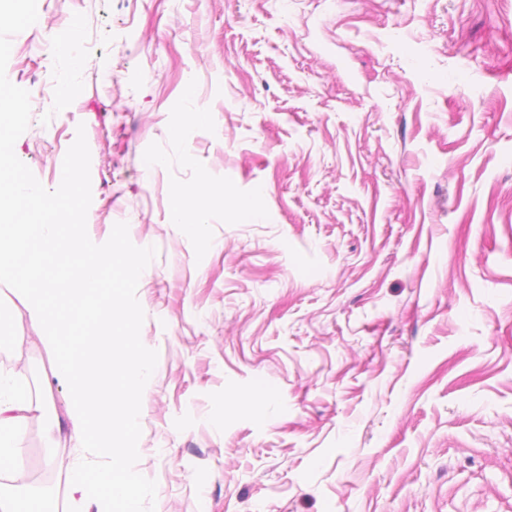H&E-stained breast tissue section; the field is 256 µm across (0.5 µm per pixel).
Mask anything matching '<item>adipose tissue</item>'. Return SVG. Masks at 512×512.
Listing matches in <instances>:
<instances>
[{
  "mask_svg": "<svg viewBox=\"0 0 512 512\" xmlns=\"http://www.w3.org/2000/svg\"><path fill=\"white\" fill-rule=\"evenodd\" d=\"M43 410V401L16 394L6 380L0 379V474L10 477L9 483H0V512H44L39 499L20 502L15 490L24 476L11 467L24 428Z\"/></svg>",
  "mask_w": 512,
  "mask_h": 512,
  "instance_id": "ef3b65f1",
  "label": "adipose tissue"
}]
</instances>
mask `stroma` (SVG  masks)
Returning <instances> with one entry per match:
<instances>
[{"mask_svg":"<svg viewBox=\"0 0 512 512\" xmlns=\"http://www.w3.org/2000/svg\"><path fill=\"white\" fill-rule=\"evenodd\" d=\"M37 9L9 80L34 89L70 16L79 93L32 100L15 154L56 189L84 129L90 239L124 221L156 249L136 464L155 512H512V0ZM189 80L209 119L177 139ZM175 185L199 235L168 222ZM42 333L0 291V372L46 405L13 466L66 512L70 393Z\"/></svg>","mask_w":512,"mask_h":512,"instance_id":"1","label":"stroma"}]
</instances>
